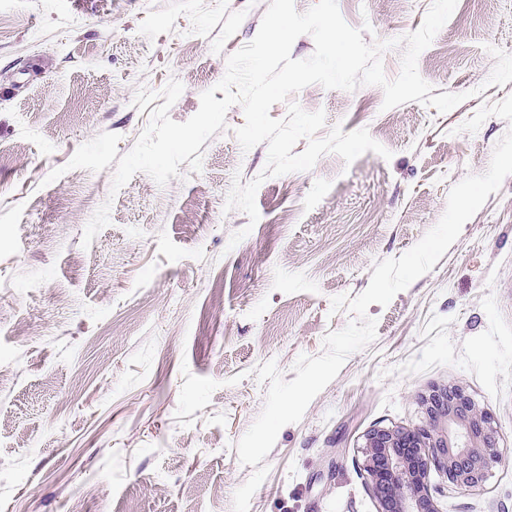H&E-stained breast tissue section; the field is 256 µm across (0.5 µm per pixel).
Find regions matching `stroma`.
<instances>
[{"label":"stroma","instance_id":"1","mask_svg":"<svg viewBox=\"0 0 512 512\" xmlns=\"http://www.w3.org/2000/svg\"><path fill=\"white\" fill-rule=\"evenodd\" d=\"M270 2L0 0V512H233L253 473L236 443L268 389L256 368L276 361L290 381L300 355L321 354L351 319L332 298L412 248L512 127L461 129L512 95L486 84L488 46L512 53V0H458L418 59L435 94H465L452 110H386L377 86L293 97L390 158L328 153L262 178L268 148L242 149L236 104L200 171L113 189L148 122L137 91L179 80L170 116L191 118ZM337 3L371 43L417 30L431 0ZM237 177L261 181L257 223L225 208ZM105 204L109 225L83 246ZM368 315L375 341L279 431L249 512H378L366 434L425 426L420 394L450 379L492 411L500 460L466 491L430 471L439 512H512V175L430 272Z\"/></svg>","mask_w":512,"mask_h":512}]
</instances>
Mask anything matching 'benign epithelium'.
Listing matches in <instances>:
<instances>
[{
  "instance_id": "7a95c632",
  "label": "benign epithelium",
  "mask_w": 512,
  "mask_h": 512,
  "mask_svg": "<svg viewBox=\"0 0 512 512\" xmlns=\"http://www.w3.org/2000/svg\"><path fill=\"white\" fill-rule=\"evenodd\" d=\"M428 423L418 429H374L363 446V468L379 512H438L428 487L434 469L460 488L482 485L499 461L494 416L459 381L419 396Z\"/></svg>"
}]
</instances>
